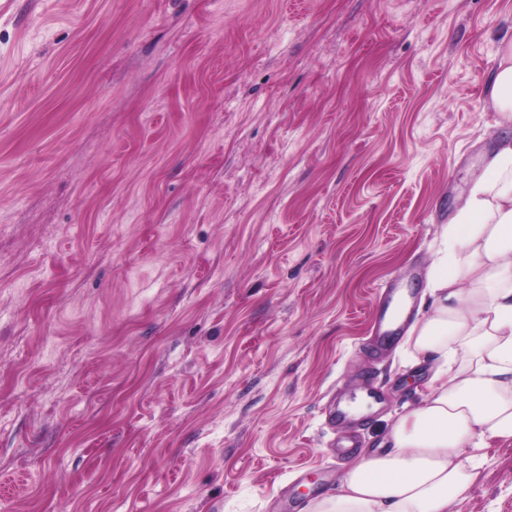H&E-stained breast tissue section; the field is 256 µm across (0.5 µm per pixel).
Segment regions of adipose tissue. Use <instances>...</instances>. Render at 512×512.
I'll use <instances>...</instances> for the list:
<instances>
[{
  "instance_id": "1",
  "label": "adipose tissue",
  "mask_w": 512,
  "mask_h": 512,
  "mask_svg": "<svg viewBox=\"0 0 512 512\" xmlns=\"http://www.w3.org/2000/svg\"><path fill=\"white\" fill-rule=\"evenodd\" d=\"M487 91L499 146L455 199L426 280L428 309L407 332L412 355L437 363L427 393L397 416L389 450L357 457L336 492L305 512H448L475 477L467 449L512 439V36Z\"/></svg>"
}]
</instances>
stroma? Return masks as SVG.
<instances>
[{
  "mask_svg": "<svg viewBox=\"0 0 512 512\" xmlns=\"http://www.w3.org/2000/svg\"><path fill=\"white\" fill-rule=\"evenodd\" d=\"M511 35L512 0H0V512H289L387 447ZM475 454L448 512H512V440Z\"/></svg>",
  "mask_w": 512,
  "mask_h": 512,
  "instance_id": "obj_1",
  "label": "stroma"
}]
</instances>
